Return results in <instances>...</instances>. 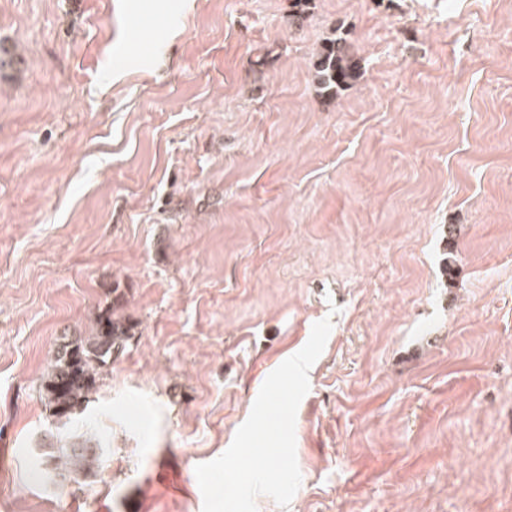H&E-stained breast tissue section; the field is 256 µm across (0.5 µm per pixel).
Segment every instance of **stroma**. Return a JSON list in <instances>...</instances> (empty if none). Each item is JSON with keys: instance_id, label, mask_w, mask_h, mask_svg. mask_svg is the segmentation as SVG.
<instances>
[{"instance_id": "1", "label": "stroma", "mask_w": 512, "mask_h": 512, "mask_svg": "<svg viewBox=\"0 0 512 512\" xmlns=\"http://www.w3.org/2000/svg\"><path fill=\"white\" fill-rule=\"evenodd\" d=\"M293 3L0 0V512H202L196 465L327 317L301 486L257 512H512V0ZM116 289L132 336L69 425L99 468L40 480V381ZM361 66L349 52L347 40L336 36L325 41L313 64V82L322 93L336 96L339 90L355 84Z\"/></svg>"}]
</instances>
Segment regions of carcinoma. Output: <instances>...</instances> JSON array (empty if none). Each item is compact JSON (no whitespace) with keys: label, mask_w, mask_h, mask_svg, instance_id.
<instances>
[{"label":"carcinoma","mask_w":512,"mask_h":512,"mask_svg":"<svg viewBox=\"0 0 512 512\" xmlns=\"http://www.w3.org/2000/svg\"><path fill=\"white\" fill-rule=\"evenodd\" d=\"M361 66L349 52L347 40L337 36L325 41L313 64V82L322 93L334 96L355 84ZM123 295L112 289V309L96 316L91 333L86 336H63L52 354L49 370L40 384L41 398L52 416L65 424L71 422L88 402L100 369L121 354L131 336L132 326L118 314ZM98 440L83 433L59 437L47 444L34 468L44 476V458L55 461L59 476L77 483L96 474Z\"/></svg>","instance_id":"obj_1"}]
</instances>
